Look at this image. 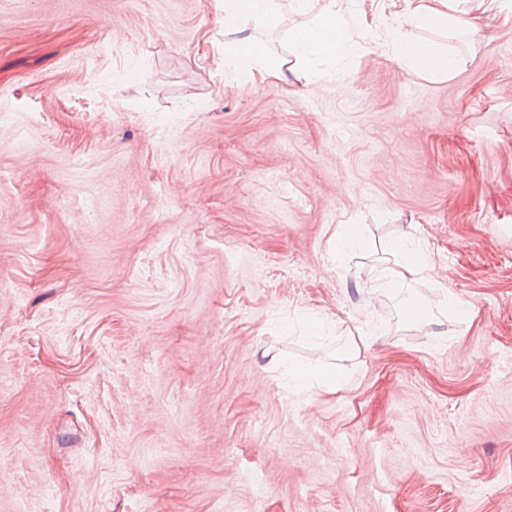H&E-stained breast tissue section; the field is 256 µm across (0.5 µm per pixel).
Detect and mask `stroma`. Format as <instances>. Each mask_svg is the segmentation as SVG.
I'll return each mask as SVG.
<instances>
[{
	"instance_id": "1",
	"label": "stroma",
	"mask_w": 512,
	"mask_h": 512,
	"mask_svg": "<svg viewBox=\"0 0 512 512\" xmlns=\"http://www.w3.org/2000/svg\"><path fill=\"white\" fill-rule=\"evenodd\" d=\"M448 4L447 76L228 86L215 0H0V512H512V0ZM390 250L393 255L400 257L397 262L399 269L392 271V278L385 283V290L396 288L407 281H416L417 277L424 273L425 267L420 259L401 240L392 243ZM295 376L300 380L312 379L318 389L325 391L335 390L336 386L341 383L340 376L332 367L320 370L298 369L295 371Z\"/></svg>"
}]
</instances>
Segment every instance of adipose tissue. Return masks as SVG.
Masks as SVG:
<instances>
[{"mask_svg":"<svg viewBox=\"0 0 512 512\" xmlns=\"http://www.w3.org/2000/svg\"><path fill=\"white\" fill-rule=\"evenodd\" d=\"M224 14L225 30L234 32L236 38L230 50L224 53V76L235 79L249 73L259 78L286 79L295 74L306 83L317 84L321 72L309 68L314 58H332L345 51L352 38L349 21L341 5L330 4L322 17L313 25L302 28L293 36L294 64L273 62L266 47L261 46L255 35L243 27V20L260 18L270 28L279 24V14L274 0H217ZM395 23L398 31L394 37L393 53L413 70L429 75H445L454 67V61L436 44L408 36L405 26L446 27L453 18L448 13V0H402Z\"/></svg>","mask_w":512,"mask_h":512,"instance_id":"ef3b65f1","label":"adipose tissue"}]
</instances>
